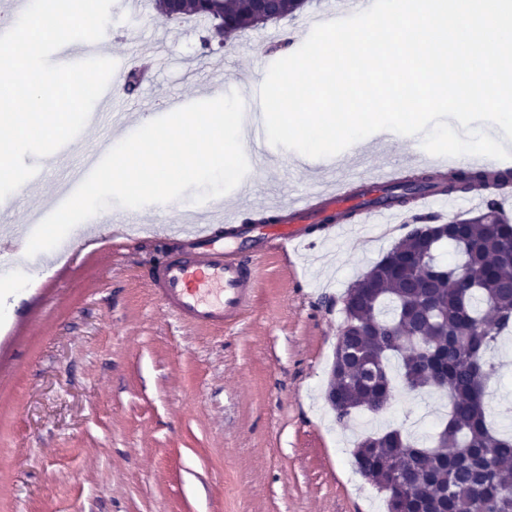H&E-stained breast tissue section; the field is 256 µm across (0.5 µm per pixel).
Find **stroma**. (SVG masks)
<instances>
[{
    "mask_svg": "<svg viewBox=\"0 0 512 512\" xmlns=\"http://www.w3.org/2000/svg\"><path fill=\"white\" fill-rule=\"evenodd\" d=\"M110 15L116 74L140 42L166 47L162 64L141 58V88L115 92L116 111L148 115L165 97L208 99L215 78H265L263 30L204 53L205 19L170 21L153 0L134 14L114 0ZM297 158L267 146L253 202L304 192ZM65 177L47 167L39 186L0 204L24 223ZM127 213L115 204L96 229L74 227L85 244L72 258L55 248L15 263L26 288L0 292V512H386L385 492L357 473L352 445L391 428L434 430L447 396L400 386L381 419L361 411L339 424L323 394L341 298L407 225L316 242L291 266L271 245L242 241L257 255L256 300L234 323L199 329L150 291L168 240L110 239ZM491 357L501 367L491 408L512 431V339Z\"/></svg>",
    "mask_w": 512,
    "mask_h": 512,
    "instance_id": "stroma-1",
    "label": "stroma"
}]
</instances>
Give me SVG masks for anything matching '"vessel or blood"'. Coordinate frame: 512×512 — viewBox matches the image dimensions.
I'll use <instances>...</instances> for the list:
<instances>
[{
	"label": "vessel or blood",
	"instance_id": "b4317fda",
	"mask_svg": "<svg viewBox=\"0 0 512 512\" xmlns=\"http://www.w3.org/2000/svg\"><path fill=\"white\" fill-rule=\"evenodd\" d=\"M372 2L341 0L328 16L306 19L302 29L311 31L325 18L350 16ZM111 55L109 48L96 41L65 48L57 59L66 64ZM236 89L248 113L249 137L260 139L263 129L257 116L261 109L259 96L245 83L237 84ZM106 150L103 144L88 147L83 164L72 173L73 181L82 182ZM370 156L369 149L360 148L349 155L333 157L321 185L300 197L271 204V212L280 214L281 219L266 225L265 231L284 258H291L296 247L309 244L306 227L311 223L341 234L365 224L404 221L403 211L386 199L387 190L400 179L401 163H388L374 170L370 167ZM416 202L418 215L424 216L441 205L460 203L476 207L483 205L484 199L477 194L460 197L426 191L417 195ZM236 221V211L225 209L223 201L214 200L197 220L180 219L164 226L165 237L183 245L180 253L162 256L149 273L150 290L168 312L196 327H221L253 303L258 288L254 257L242 256L220 242L224 235L231 239L240 237Z\"/></svg>",
	"mask_w": 512,
	"mask_h": 512
}]
</instances>
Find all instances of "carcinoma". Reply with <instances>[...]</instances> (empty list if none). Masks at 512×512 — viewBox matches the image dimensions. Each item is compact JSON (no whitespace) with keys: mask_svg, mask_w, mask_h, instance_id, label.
Instances as JSON below:
<instances>
[{"mask_svg":"<svg viewBox=\"0 0 512 512\" xmlns=\"http://www.w3.org/2000/svg\"><path fill=\"white\" fill-rule=\"evenodd\" d=\"M154 8L174 21L205 18L211 35L202 42H228L258 27L250 0H154ZM512 184V172H460L446 190L476 191L486 196L484 209L466 219L461 232L430 244L410 236L394 245V261L372 267V291L349 319L380 328L378 336H358L364 362L336 378V390L348 410L336 415L343 423L363 409L384 413L396 382L412 392L438 389L448 394V415L425 439L392 428L367 436L352 453L372 479L388 485L399 475L408 495L424 512H512V434H502L488 419L487 398L497 368L487 354L497 340L512 334V261L504 257L512 242V222L499 204L497 191ZM437 184L423 173H411L389 200L406 206L416 194ZM466 257L459 267L444 248ZM434 264V304L416 311L418 297L410 282L411 261L420 254ZM398 377H389L391 360Z\"/></svg>","mask_w":512,"mask_h":512,"instance_id":"1","label":"carcinoma"}]
</instances>
